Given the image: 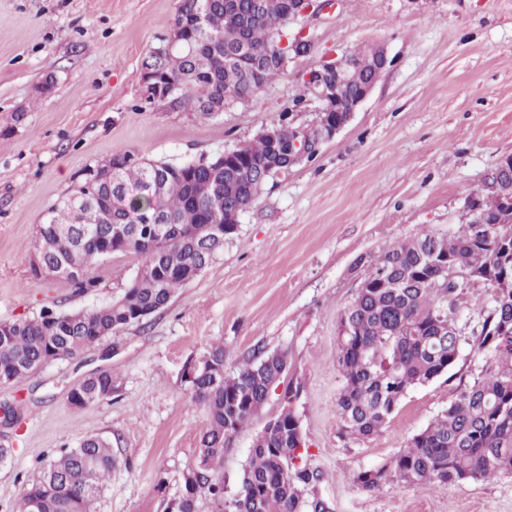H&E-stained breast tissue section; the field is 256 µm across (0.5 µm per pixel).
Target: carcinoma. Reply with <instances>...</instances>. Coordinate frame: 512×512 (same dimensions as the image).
<instances>
[{"label": "carcinoma", "mask_w": 512, "mask_h": 512, "mask_svg": "<svg viewBox=\"0 0 512 512\" xmlns=\"http://www.w3.org/2000/svg\"><path fill=\"white\" fill-rule=\"evenodd\" d=\"M288 0H181L175 22L189 24L203 12L205 34L215 48L189 56L182 68L170 73L181 97L206 118L212 103L253 97L264 85L284 73L277 63L254 73L227 51L242 45L264 54L271 49L273 25L287 22ZM355 64L345 89L355 96L377 81L381 70L375 48L351 51ZM122 166L121 181L137 190L112 208V223L124 221L126 210L150 213L158 208L174 224L163 236L140 224L122 238L75 240L69 234L75 215L67 202L48 209L36 229V247L47 262L62 270L57 279L82 294L98 287L96 268L117 253H131L141 263L123 295L92 311L42 310L32 318L0 322V385L24 379L50 361L73 358L110 336L114 330L142 322L163 310L177 289L188 283L187 272L199 269L193 234L208 223L211 212L245 211L259 197L260 170L283 168L284 153L258 134L245 147L228 151L224 170L208 173L192 162L159 163L147 169L139 154H112ZM162 183L155 198L148 192ZM371 271L363 287L339 317L337 367L344 386L337 399L339 426L347 434L370 439L379 435L408 390L424 385L452 369L464 346L476 347L480 367L461 382L457 395L437 418L412 436L407 447L388 464L358 471L353 480L364 492L388 482L432 484L439 487L498 475L512 474V219L486 205L467 223L446 233L423 232L401 241L369 260ZM478 274L479 286L489 291V306L478 326L461 322L458 302L478 285L464 272ZM288 378V352L255 348L240 366L224 368V346L210 347L190 361L182 380L192 400L208 415L197 448V461L183 474V493L172 512H194L195 498L206 491L217 512H331L311 494L319 470L305 462L307 452L296 453L293 426L268 421L255 437L238 479L237 491L224 499V450L233 438L268 404L279 387L281 408L276 418L293 419L292 402L299 389ZM114 377L99 370L73 388L68 399L84 409L112 397ZM112 442L99 435L85 437L75 448L52 457L25 489L14 512H93L92 504L112 474Z\"/></svg>", "instance_id": "1"}]
</instances>
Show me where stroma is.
Returning <instances> with one entry per match:
<instances>
[{
  "mask_svg": "<svg viewBox=\"0 0 512 512\" xmlns=\"http://www.w3.org/2000/svg\"><path fill=\"white\" fill-rule=\"evenodd\" d=\"M180 0H0V322L50 307L89 311L123 295L139 259L100 263L87 294L33 276L36 227L83 168L125 150L181 164L252 140L301 93L299 73L325 53L384 45L390 63L350 122L317 156L270 180L235 234L171 303L83 354L0 386V512H12L42 463L88 435L111 439L115 465L98 512H167L196 463L207 422L182 381L213 342L234 368L255 347L288 353L295 410L332 512H512V475L448 487L391 482L368 494L355 473L387 464L454 399L480 364L464 347L454 377L411 388L388 425L360 440L341 434L337 326L355 297L362 259L424 231L466 223L465 202L512 155V0H339L298 19L311 55L216 117L146 102L149 50ZM111 370V399L78 410L70 391ZM277 398L224 452L233 494Z\"/></svg>",
  "mask_w": 512,
  "mask_h": 512,
  "instance_id": "obj_1",
  "label": "stroma"
}]
</instances>
